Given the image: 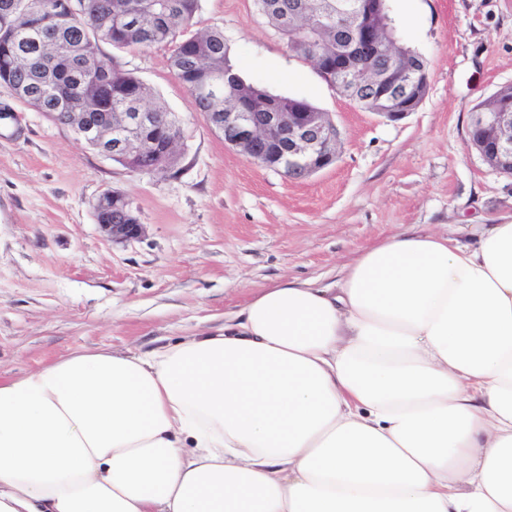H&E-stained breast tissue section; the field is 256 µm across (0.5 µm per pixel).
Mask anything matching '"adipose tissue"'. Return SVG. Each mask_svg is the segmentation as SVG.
<instances>
[{"mask_svg": "<svg viewBox=\"0 0 512 512\" xmlns=\"http://www.w3.org/2000/svg\"><path fill=\"white\" fill-rule=\"evenodd\" d=\"M0 512H512V222L0 377Z\"/></svg>", "mask_w": 512, "mask_h": 512, "instance_id": "ef3b65f1", "label": "adipose tissue"}]
</instances>
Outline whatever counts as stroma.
Masks as SVG:
<instances>
[{"label":"stroma","instance_id":"obj_1","mask_svg":"<svg viewBox=\"0 0 512 512\" xmlns=\"http://www.w3.org/2000/svg\"><path fill=\"white\" fill-rule=\"evenodd\" d=\"M388 5L428 67L424 100L397 122L336 92L254 0H200L195 30H223L246 82L308 100L338 129L334 163L302 179L248 161L193 111L168 44L100 50L180 119L175 178L132 173L0 87V376L216 330L285 279L338 282L399 233L471 245L478 225L512 221V176L468 143L473 108L512 85V0ZM107 190L131 202L139 239L102 232L93 204Z\"/></svg>","mask_w":512,"mask_h":512}]
</instances>
